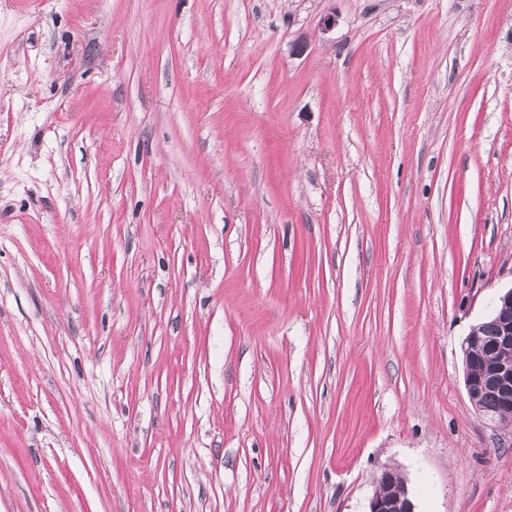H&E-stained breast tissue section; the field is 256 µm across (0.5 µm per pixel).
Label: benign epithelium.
Masks as SVG:
<instances>
[{"instance_id":"obj_1","label":"benign epithelium","mask_w":512,"mask_h":512,"mask_svg":"<svg viewBox=\"0 0 512 512\" xmlns=\"http://www.w3.org/2000/svg\"><path fill=\"white\" fill-rule=\"evenodd\" d=\"M480 326L486 334L471 332L463 349L465 389L475 414L497 428H509L512 426V357L483 368L479 367V358L485 353L512 349V287L498 296ZM489 396L496 398L492 409L485 405ZM368 512H415L407 480L400 471L393 468L381 471L375 479Z\"/></svg>"}]
</instances>
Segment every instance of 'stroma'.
Listing matches in <instances>:
<instances>
[{
    "mask_svg": "<svg viewBox=\"0 0 512 512\" xmlns=\"http://www.w3.org/2000/svg\"><path fill=\"white\" fill-rule=\"evenodd\" d=\"M511 287L512 0H0V512H512ZM487 330L481 336L475 330ZM512 349V287L502 292L489 314L466 338L464 354V384L469 402L481 419L497 428L512 426V357L501 358L490 367H479L483 353ZM496 398V406L489 409L485 400ZM367 512H416L407 480L398 470L386 468L375 479V489Z\"/></svg>",
    "mask_w": 512,
    "mask_h": 512,
    "instance_id": "35a3bbf8",
    "label": "stroma"
}]
</instances>
